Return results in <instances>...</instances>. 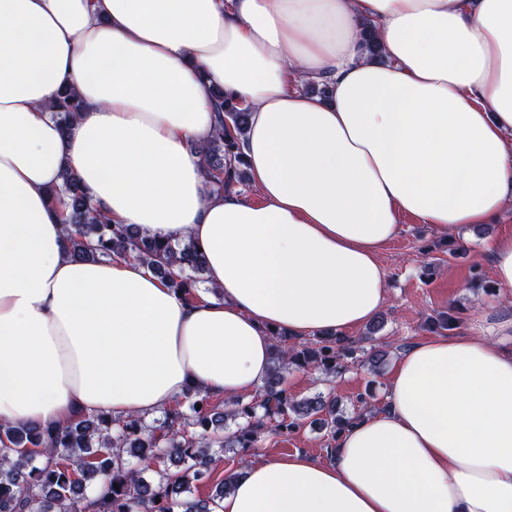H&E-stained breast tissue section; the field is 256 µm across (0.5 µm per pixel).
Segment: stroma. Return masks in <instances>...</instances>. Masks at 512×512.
Returning a JSON list of instances; mask_svg holds the SVG:
<instances>
[{
    "label": "stroma",
    "instance_id": "stroma-1",
    "mask_svg": "<svg viewBox=\"0 0 512 512\" xmlns=\"http://www.w3.org/2000/svg\"><path fill=\"white\" fill-rule=\"evenodd\" d=\"M401 222V235L380 255L388 286V302L379 313L384 325L375 333L365 326L351 332L353 338L367 340L368 344L388 345L387 358L377 371L353 365L335 378L313 370H288L284 384L296 397L330 392L337 397L341 410L349 414L357 394L368 390L373 409H381L400 344L430 338L425 328L428 318L456 309L459 323L452 333L460 336L468 333L478 318L492 323L512 314V290L497 287L485 251L492 237L512 234V208L497 223L467 229L452 239L434 233L416 218L405 216ZM327 445L324 431L308 423L294 432L268 435L261 447L249 449L247 456L258 459L302 452L326 461L330 458Z\"/></svg>",
    "mask_w": 512,
    "mask_h": 512
}]
</instances>
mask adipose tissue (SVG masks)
<instances>
[{
    "label": "adipose tissue",
    "instance_id": "adipose-tissue-1",
    "mask_svg": "<svg viewBox=\"0 0 512 512\" xmlns=\"http://www.w3.org/2000/svg\"><path fill=\"white\" fill-rule=\"evenodd\" d=\"M219 87L250 114L249 197L207 193L189 148ZM66 169L113 223L193 239L220 297L72 259L50 198ZM509 207L512 0H0V424L242 398L274 332L379 314L401 217L449 237ZM386 399L330 461L245 463L213 512H512V351L480 324L416 342ZM81 101L72 91H64L51 104L53 118L63 131H68L76 122L81 111Z\"/></svg>",
    "mask_w": 512,
    "mask_h": 512
}]
</instances>
